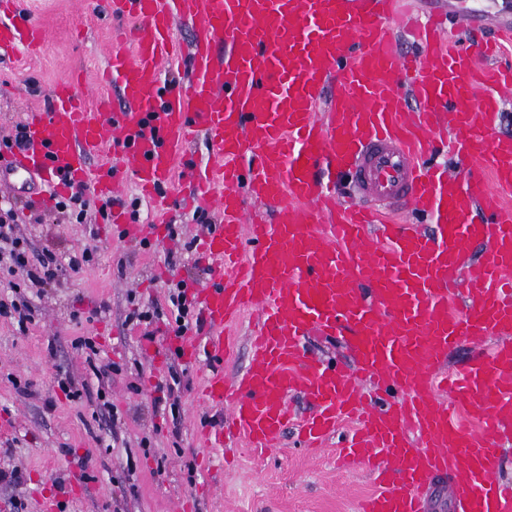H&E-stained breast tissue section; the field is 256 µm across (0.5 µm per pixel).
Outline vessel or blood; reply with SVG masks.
<instances>
[{"mask_svg":"<svg viewBox=\"0 0 512 512\" xmlns=\"http://www.w3.org/2000/svg\"><path fill=\"white\" fill-rule=\"evenodd\" d=\"M396 0H112L137 24L110 50L117 112L81 107L75 85L51 89L32 114L9 171L51 194L85 186L108 199L124 178L158 197L198 128L212 143L188 205L213 209L199 237L212 264L196 291L212 330L206 344L178 339L186 361L209 359L202 405L228 410L201 427L204 443L244 438L257 452L295 427L319 448L352 428L339 459L368 469L377 490L360 512H424L435 476L451 480L460 512H512L501 483L512 437V138L496 134L512 100V64L484 68L493 13L465 19L468 46L445 36L441 10L407 21L420 47L404 51L383 23ZM0 0V49L43 35ZM193 29L180 53L175 23ZM189 55L194 78L165 87L164 66ZM473 160L457 172L433 163L440 148ZM99 159L90 168L91 159ZM351 169L359 196H336ZM483 255L465 262L469 243ZM256 314L253 361L224 376L233 351L224 327ZM349 334L353 369L308 358L307 336ZM500 342L487 346L486 337ZM468 344L465 369L448 355ZM311 410L296 416L288 398Z\"/></svg>","mask_w":512,"mask_h":512,"instance_id":"b4317fda","label":"vessel or blood"}]
</instances>
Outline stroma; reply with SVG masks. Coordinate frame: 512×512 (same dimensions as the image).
<instances>
[{
    "label": "stroma",
    "instance_id": "obj_1",
    "mask_svg": "<svg viewBox=\"0 0 512 512\" xmlns=\"http://www.w3.org/2000/svg\"><path fill=\"white\" fill-rule=\"evenodd\" d=\"M38 21L42 43L32 51L0 50V135L49 108L54 83L78 84L85 106L106 102L119 111L114 85L104 83L113 36L128 32L130 18L113 14L108 0H16ZM205 136L187 148L171 193L168 220L181 225L183 240L198 237L201 224L182 198L193 172L206 163ZM42 181L9 192L22 232L34 250L55 254L97 250V261L60 284L21 287L32 309L26 330L0 317V468H18V487L0 486V512H39L43 498L60 512H358L373 480L336 462V443L319 450L298 445L288 430L266 456L247 453L241 442L203 448L198 429L224 419L220 407L200 405L205 357L186 363L165 321L154 323V341L142 339L126 318L141 305L160 302L167 287L208 282L209 265L198 252L166 263L169 239L129 238L109 221L70 224L35 204ZM93 338L116 370L97 378L77 337ZM183 371L178 412L154 405L157 383ZM70 376L81 398L66 396L58 374ZM29 383L28 392L18 386Z\"/></svg>",
    "mask_w": 512,
    "mask_h": 512
}]
</instances>
